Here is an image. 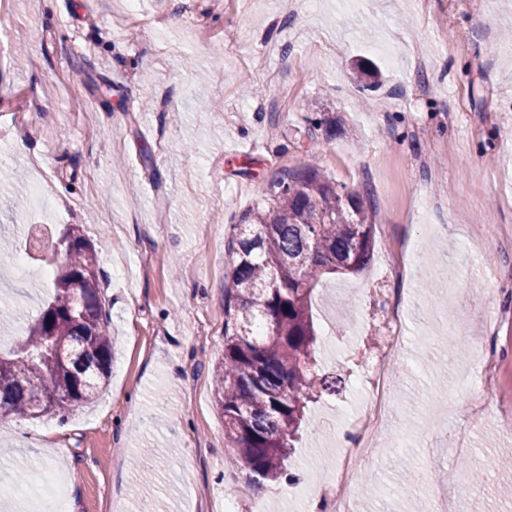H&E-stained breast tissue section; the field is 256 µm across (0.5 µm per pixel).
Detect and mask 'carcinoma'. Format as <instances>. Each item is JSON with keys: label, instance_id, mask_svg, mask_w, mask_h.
Masks as SVG:
<instances>
[{"label": "carcinoma", "instance_id": "cac0c4a2", "mask_svg": "<svg viewBox=\"0 0 512 512\" xmlns=\"http://www.w3.org/2000/svg\"><path fill=\"white\" fill-rule=\"evenodd\" d=\"M235 229L215 396L233 448L229 464L258 489L294 479L288 460L307 401L336 390L318 367L311 298L323 275L369 266L375 225L360 193H343L308 167L283 173ZM49 264L53 295L19 345L0 354L1 413L62 415L95 398L110 376L94 247L69 225L51 243Z\"/></svg>", "mask_w": 512, "mask_h": 512}]
</instances>
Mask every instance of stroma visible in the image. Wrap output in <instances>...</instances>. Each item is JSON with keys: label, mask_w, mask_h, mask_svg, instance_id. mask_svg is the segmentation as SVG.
I'll return each instance as SVG.
<instances>
[{"label": "stroma", "mask_w": 512, "mask_h": 512, "mask_svg": "<svg viewBox=\"0 0 512 512\" xmlns=\"http://www.w3.org/2000/svg\"><path fill=\"white\" fill-rule=\"evenodd\" d=\"M1 16L0 235L17 247L0 251V349L52 292L40 262L18 267L45 224L94 246L116 345L89 406L0 414V502L32 512L16 474L56 469L68 512H252L211 386L227 244L272 181L314 164L369 189L376 251L421 249L429 269L323 275L319 364L338 383L308 402L290 469L335 459L399 293V413L354 512H452L462 493L470 512H512V467L487 465L512 460V436L469 414L479 347L502 355L491 398L512 401V325L488 331L483 313L512 306V0H0ZM356 59L380 68L377 89L357 88ZM323 113L336 136L315 128ZM465 462L481 483L460 485ZM427 464L433 489L409 486Z\"/></svg>", "instance_id": "1"}]
</instances>
